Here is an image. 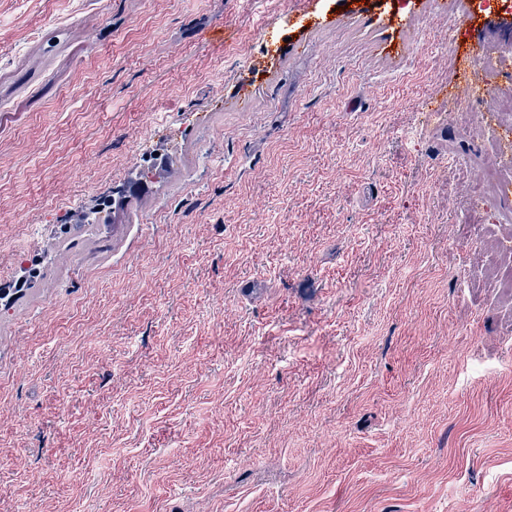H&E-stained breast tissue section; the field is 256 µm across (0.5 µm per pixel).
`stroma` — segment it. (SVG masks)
Returning a JSON list of instances; mask_svg holds the SVG:
<instances>
[{
    "instance_id": "1",
    "label": "stroma",
    "mask_w": 512,
    "mask_h": 512,
    "mask_svg": "<svg viewBox=\"0 0 512 512\" xmlns=\"http://www.w3.org/2000/svg\"><path fill=\"white\" fill-rule=\"evenodd\" d=\"M456 2L0 0V512H512V78L451 92L512 36ZM459 75L463 78L456 85L453 86L454 94L456 96H465L467 98L474 97L478 92V87L473 82L471 75L474 70V63L470 58L461 57L459 59ZM148 160L146 168L151 178L147 176L145 169L135 167L129 173L127 180L112 189L111 193L102 200L108 199L110 203L112 201V205L116 200L112 224L129 223L133 206L144 202L147 195L145 190L149 184L167 181L173 176V164L167 154L162 153V156H159L154 152Z\"/></svg>"
}]
</instances>
